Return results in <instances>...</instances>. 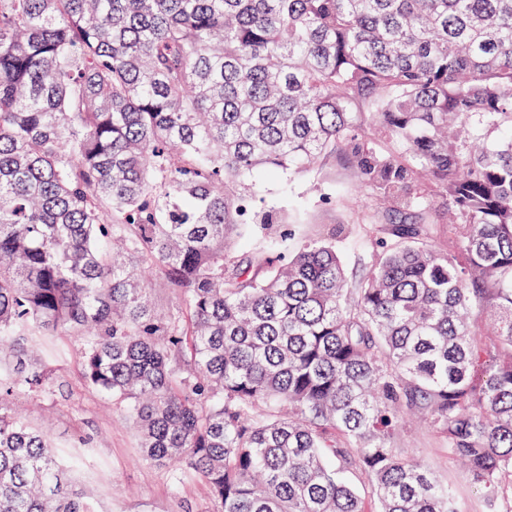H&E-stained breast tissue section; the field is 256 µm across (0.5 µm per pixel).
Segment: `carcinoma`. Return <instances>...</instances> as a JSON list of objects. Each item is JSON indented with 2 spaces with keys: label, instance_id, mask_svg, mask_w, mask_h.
<instances>
[{
  "label": "carcinoma",
  "instance_id": "1",
  "mask_svg": "<svg viewBox=\"0 0 512 512\" xmlns=\"http://www.w3.org/2000/svg\"><path fill=\"white\" fill-rule=\"evenodd\" d=\"M338 150L353 284L266 201ZM36 333L217 512H460L412 425L512 512V0H0V512H98L7 410ZM444 207L443 200L438 197H434L433 201V211L435 222L438 224H432L431 226V236L436 247L441 249H445L448 247V224H445L446 220L444 218ZM436 214V215H435Z\"/></svg>",
  "mask_w": 512,
  "mask_h": 512
}]
</instances>
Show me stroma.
Instances as JSON below:
<instances>
[{"mask_svg": "<svg viewBox=\"0 0 512 512\" xmlns=\"http://www.w3.org/2000/svg\"><path fill=\"white\" fill-rule=\"evenodd\" d=\"M272 198L301 205L296 240L335 233L349 279L367 273L376 246L360 223V176L348 156L328 158L315 175L273 185ZM29 344L56 364L58 379L42 393L20 394L11 403L32 424L49 421L59 461L99 512H216L204 481L190 473L173 478L168 467L146 459L134 423L106 395L84 385L74 340L33 336ZM397 444L448 481L465 512H486L483 499L434 434L415 429L401 434Z\"/></svg>", "mask_w": 512, "mask_h": 512, "instance_id": "35a3bbf8", "label": "stroma"}]
</instances>
